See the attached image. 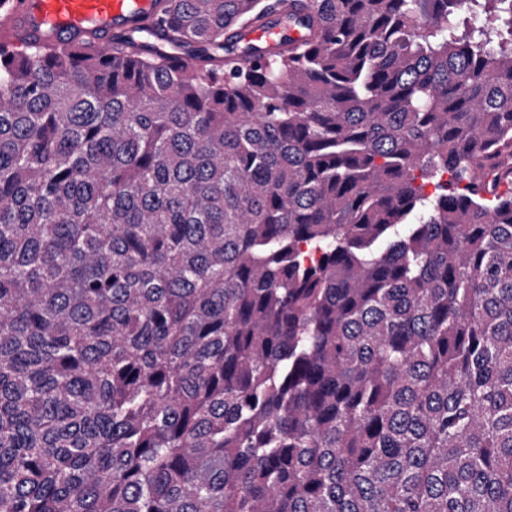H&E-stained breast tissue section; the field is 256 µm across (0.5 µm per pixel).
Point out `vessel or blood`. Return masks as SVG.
Wrapping results in <instances>:
<instances>
[{
	"label": "vessel or blood",
	"instance_id": "b4317fda",
	"mask_svg": "<svg viewBox=\"0 0 512 512\" xmlns=\"http://www.w3.org/2000/svg\"><path fill=\"white\" fill-rule=\"evenodd\" d=\"M0 16V44L15 50L39 49L86 40L111 46L145 17L155 14L158 0H10ZM288 31L266 22L251 29L248 40L273 47L287 40Z\"/></svg>",
	"mask_w": 512,
	"mask_h": 512
}]
</instances>
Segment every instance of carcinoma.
Instances as JSON below:
<instances>
[{
	"label": "carcinoma",
	"mask_w": 512,
	"mask_h": 512,
	"mask_svg": "<svg viewBox=\"0 0 512 512\" xmlns=\"http://www.w3.org/2000/svg\"><path fill=\"white\" fill-rule=\"evenodd\" d=\"M162 2L0 45V512H512V0ZM289 35L297 37L299 33L292 32L289 34L276 22H266L251 29L246 38L266 47H275L280 42L287 40Z\"/></svg>",
	"instance_id": "obj_1"
}]
</instances>
